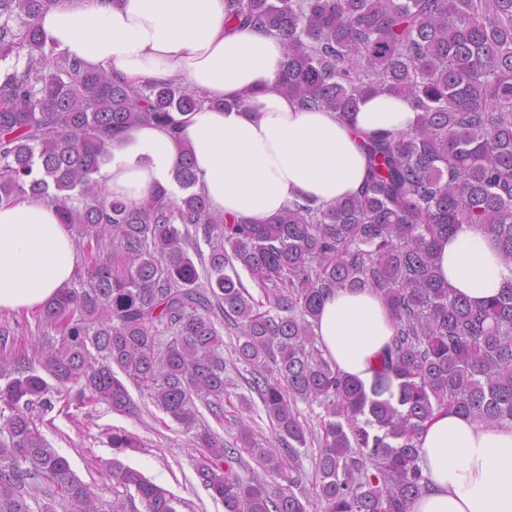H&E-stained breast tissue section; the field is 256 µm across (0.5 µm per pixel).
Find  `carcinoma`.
<instances>
[{
	"mask_svg": "<svg viewBox=\"0 0 512 512\" xmlns=\"http://www.w3.org/2000/svg\"><path fill=\"white\" fill-rule=\"evenodd\" d=\"M61 2L0 0V60L27 56L0 86V205L28 195L54 204L88 265L39 309L30 353L0 323V512H177L172 495L117 458L106 471L123 494L104 509L42 435L36 409L51 407V392L75 388L134 413L119 372L195 431L198 478L225 512H408L429 487L417 442L435 413L512 426V281L473 305L435 265L439 239L471 224L512 270V0H227L225 22L282 41L278 88L300 109L348 118L365 96L387 94L418 112L408 132L360 137L367 172L356 195L325 208L294 202L260 223L211 213L188 157L177 173L184 196L104 199L95 175L108 141L140 122L177 135L173 113L202 100L176 79L133 85L55 52L36 20ZM340 288L372 289L391 316L368 390L317 344L321 304ZM221 327L237 339L272 449L246 428L233 448L200 422V405L224 418ZM300 403L317 428L300 420ZM111 441L119 453L140 447L125 431ZM310 442L308 492L299 474ZM244 451L273 483L238 476Z\"/></svg>",
	"mask_w": 512,
	"mask_h": 512,
	"instance_id": "cac0c4a2",
	"label": "carcinoma"
}]
</instances>
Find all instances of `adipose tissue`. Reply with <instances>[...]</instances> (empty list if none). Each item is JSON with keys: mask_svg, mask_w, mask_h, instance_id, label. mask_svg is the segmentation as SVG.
Returning a JSON list of instances; mask_svg holds the SVG:
<instances>
[{"mask_svg": "<svg viewBox=\"0 0 512 512\" xmlns=\"http://www.w3.org/2000/svg\"><path fill=\"white\" fill-rule=\"evenodd\" d=\"M225 7V0H63L39 18L47 45L84 67L134 83L177 78L206 98L180 115V137L151 122L113 138L100 162L107 198L178 195L175 175L187 157L196 192L228 219L263 221L296 200L328 205L357 194L366 175L360 135L414 128L409 100L369 96L346 119L299 110L276 87L281 41L226 25ZM77 262L55 205L30 196L0 206V311L40 308L70 288ZM438 267L475 304L500 294L512 277L494 241L466 224L441 241ZM315 332L337 368L368 387L393 326L373 291L338 290L325 299ZM419 448L430 487L411 512H512L511 427L440 411Z\"/></svg>", "mask_w": 512, "mask_h": 512, "instance_id": "ef3b65f1", "label": "adipose tissue"}]
</instances>
